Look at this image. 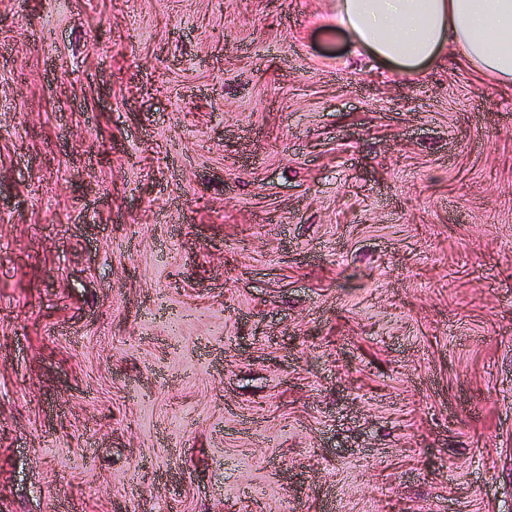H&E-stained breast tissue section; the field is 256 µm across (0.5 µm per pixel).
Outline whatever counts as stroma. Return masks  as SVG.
I'll return each instance as SVG.
<instances>
[{"label":"stroma","instance_id":"1","mask_svg":"<svg viewBox=\"0 0 512 512\" xmlns=\"http://www.w3.org/2000/svg\"><path fill=\"white\" fill-rule=\"evenodd\" d=\"M336 0H0V512H512V83Z\"/></svg>","mask_w":512,"mask_h":512}]
</instances>
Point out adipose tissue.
I'll return each instance as SVG.
<instances>
[{"label": "adipose tissue", "mask_w": 512, "mask_h": 512, "mask_svg": "<svg viewBox=\"0 0 512 512\" xmlns=\"http://www.w3.org/2000/svg\"><path fill=\"white\" fill-rule=\"evenodd\" d=\"M333 25L402 75L454 50L489 79L512 82V0H336Z\"/></svg>", "instance_id": "1"}]
</instances>
